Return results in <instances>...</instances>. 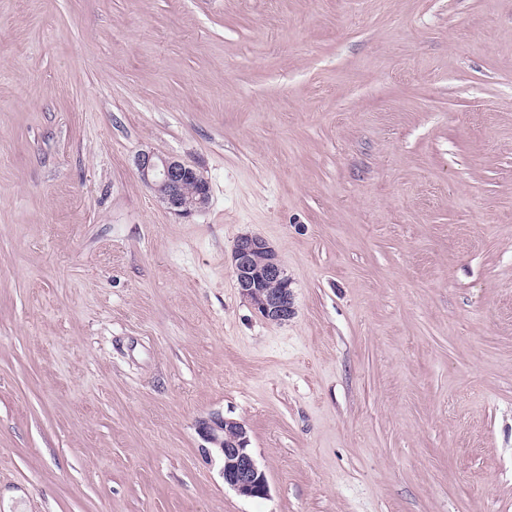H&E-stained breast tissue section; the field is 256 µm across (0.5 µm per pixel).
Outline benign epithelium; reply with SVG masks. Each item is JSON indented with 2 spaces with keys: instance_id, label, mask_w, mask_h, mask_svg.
Returning a JSON list of instances; mask_svg holds the SVG:
<instances>
[{
  "instance_id": "benign-epithelium-1",
  "label": "benign epithelium",
  "mask_w": 512,
  "mask_h": 512,
  "mask_svg": "<svg viewBox=\"0 0 512 512\" xmlns=\"http://www.w3.org/2000/svg\"><path fill=\"white\" fill-rule=\"evenodd\" d=\"M140 179L181 216L204 210L210 201V188L196 169L178 159L151 151L138 154ZM233 273L240 293L264 320L284 323L294 315L293 294L288 278L274 250L262 238L239 237L233 246ZM199 433L209 444L206 454L216 452L222 460L224 484L246 498H266L270 486L258 465L244 423L214 414L199 422Z\"/></svg>"
}]
</instances>
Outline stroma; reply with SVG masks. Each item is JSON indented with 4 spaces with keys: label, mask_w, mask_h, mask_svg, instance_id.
Instances as JSON below:
<instances>
[{
    "label": "stroma",
    "mask_w": 512,
    "mask_h": 512,
    "mask_svg": "<svg viewBox=\"0 0 512 512\" xmlns=\"http://www.w3.org/2000/svg\"><path fill=\"white\" fill-rule=\"evenodd\" d=\"M209 183L182 217L136 155ZM276 251L294 316L232 270ZM244 422L270 495L197 430ZM512 512V0H0V512ZM232 254L233 273L242 296L264 320L287 322L294 315L293 294L271 246L258 236L243 235L236 240Z\"/></svg>",
    "instance_id": "1"
}]
</instances>
